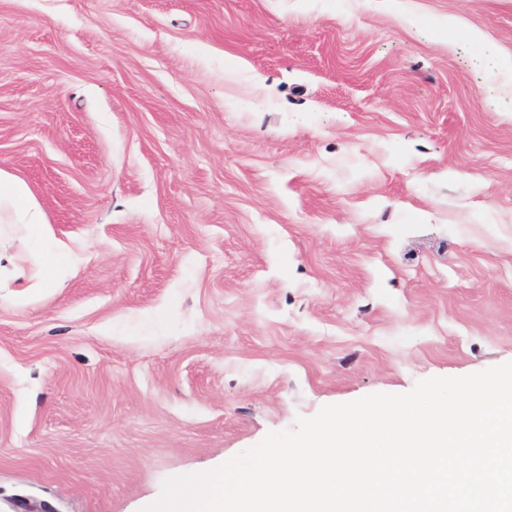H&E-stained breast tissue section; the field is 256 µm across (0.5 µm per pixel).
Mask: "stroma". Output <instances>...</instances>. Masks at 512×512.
I'll return each mask as SVG.
<instances>
[{
  "instance_id": "stroma-1",
  "label": "stroma",
  "mask_w": 512,
  "mask_h": 512,
  "mask_svg": "<svg viewBox=\"0 0 512 512\" xmlns=\"http://www.w3.org/2000/svg\"><path fill=\"white\" fill-rule=\"evenodd\" d=\"M509 60L512 0H0V169L73 257L0 237V512L512 361Z\"/></svg>"
}]
</instances>
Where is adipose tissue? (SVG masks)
I'll list each match as a JSON object with an SVG mask.
<instances>
[{"instance_id": "adipose-tissue-1", "label": "adipose tissue", "mask_w": 512, "mask_h": 512, "mask_svg": "<svg viewBox=\"0 0 512 512\" xmlns=\"http://www.w3.org/2000/svg\"><path fill=\"white\" fill-rule=\"evenodd\" d=\"M4 215L10 216L12 223L22 228V239L33 248L35 263L43 275H50L64 259L65 246L53 240L42 211L27 185L0 169V217Z\"/></svg>"}]
</instances>
